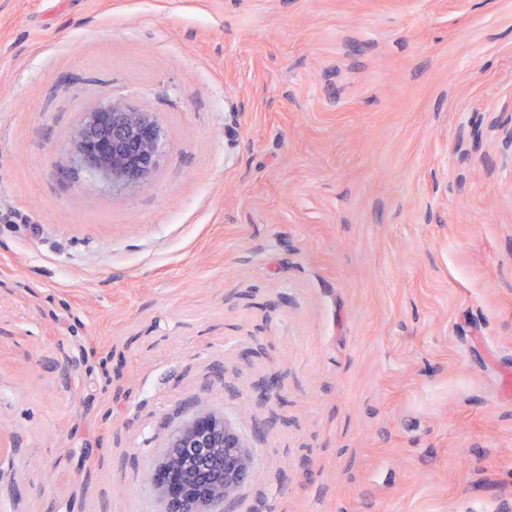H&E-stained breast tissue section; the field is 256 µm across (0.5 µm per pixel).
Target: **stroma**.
I'll use <instances>...</instances> for the list:
<instances>
[{"mask_svg": "<svg viewBox=\"0 0 512 512\" xmlns=\"http://www.w3.org/2000/svg\"><path fill=\"white\" fill-rule=\"evenodd\" d=\"M204 413L234 512H512V0H0V512H163ZM71 149L81 167L118 190L143 183L157 168L163 133L153 113L100 107L87 113ZM164 448L161 468L147 469L144 478L163 479L166 512H227L238 490L258 479L241 437L214 415L174 430ZM218 450L220 463L214 461ZM187 456L192 463L183 469Z\"/></svg>", "mask_w": 512, "mask_h": 512, "instance_id": "1", "label": "stroma"}]
</instances>
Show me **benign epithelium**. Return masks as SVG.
<instances>
[{
    "instance_id": "7a95c632",
    "label": "benign epithelium",
    "mask_w": 512,
    "mask_h": 512,
    "mask_svg": "<svg viewBox=\"0 0 512 512\" xmlns=\"http://www.w3.org/2000/svg\"><path fill=\"white\" fill-rule=\"evenodd\" d=\"M163 133L151 112L97 108L72 141L78 164L114 189L139 185L157 168ZM144 478L163 480L166 512H228L238 490L258 479L241 437L224 420L205 415L174 430L161 468Z\"/></svg>"
}]
</instances>
